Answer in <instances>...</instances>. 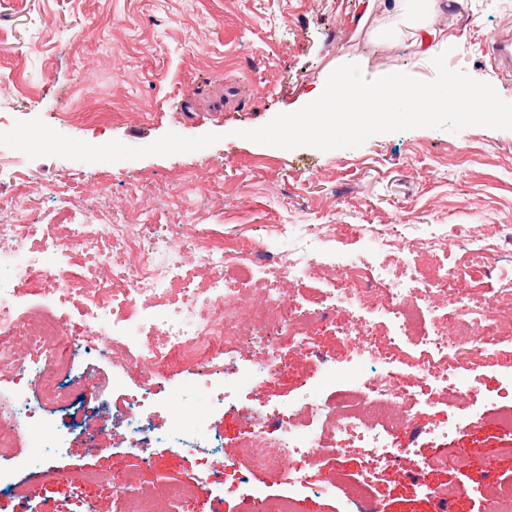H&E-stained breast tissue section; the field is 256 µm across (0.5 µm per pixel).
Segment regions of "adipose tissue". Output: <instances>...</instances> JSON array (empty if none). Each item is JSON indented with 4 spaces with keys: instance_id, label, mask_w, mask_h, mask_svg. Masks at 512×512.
<instances>
[{
    "instance_id": "obj_1",
    "label": "adipose tissue",
    "mask_w": 512,
    "mask_h": 512,
    "mask_svg": "<svg viewBox=\"0 0 512 512\" xmlns=\"http://www.w3.org/2000/svg\"><path fill=\"white\" fill-rule=\"evenodd\" d=\"M460 0H392L389 17L393 26L405 28L415 49L417 61L442 64L450 48V40L436 22L447 14L449 5Z\"/></svg>"
}]
</instances>
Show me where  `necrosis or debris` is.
Wrapping results in <instances>:
<instances>
[{
	"instance_id": "obj_1",
	"label": "necrosis or debris",
	"mask_w": 512,
	"mask_h": 512,
	"mask_svg": "<svg viewBox=\"0 0 512 512\" xmlns=\"http://www.w3.org/2000/svg\"><path fill=\"white\" fill-rule=\"evenodd\" d=\"M33 194L55 196L65 232L55 239L41 237L39 225L27 221L28 197L0 204V377L10 378L9 386L0 389L5 398L0 404V454L18 438H28L38 450L33 460L46 474L54 472L48 451L62 446L64 433L45 423L43 403L66 402L58 376L71 366L68 352L97 350L102 336L121 350L122 369L113 373L112 386L124 397L112 422L126 428L130 442L141 448L152 441L144 424L147 408L163 402L151 382L171 366H192L197 383L218 393L238 383L240 367L225 352L230 338L247 334L249 343L262 351L260 363L248 369L249 377L262 383L288 371L276 336L304 346L317 321L336 309L386 320L395 333L384 342V370L359 380L327 408L335 437L347 435L369 447L367 464L372 468L403 454L388 444L401 407L452 400L460 391L449 384V374L497 362L502 354L501 323L512 313V276L506 277L495 302L478 313L470 305L469 291L449 296L445 290L449 280L462 275L479 284L499 255L512 251L511 224L480 244L462 230L449 239L421 241L420 249L427 252L455 245L469 253L470 262L442 266L426 276L414 272L405 283L390 267L353 257L348 261L353 273L349 285L328 282L317 299L260 288L262 300L244 332L228 313L243 291L258 288V274L269 260L260 242L246 244L238 257L229 259L223 244L201 236L193 224L181 225L175 236L166 237L144 234L138 224L103 222L97 214L108 197L104 191L78 209L56 181L37 184ZM275 233L291 243L278 257L284 277L315 275L317 234L311 225L279 224ZM204 270L209 276L203 280L199 274ZM74 299L81 302L77 323L61 312ZM154 335L161 337V344H146V337ZM410 336L421 349L414 361L404 357ZM133 368L140 372L141 385L130 393L127 372ZM409 369L431 381L429 393L409 392ZM34 386L39 396H31ZM242 414L253 422L245 443L255 470L278 473L284 461L320 455L314 441L303 439L294 418L279 420L273 437L259 422L260 408L246 406ZM210 420V411L177 409L172 447H209Z\"/></svg>"
}]
</instances>
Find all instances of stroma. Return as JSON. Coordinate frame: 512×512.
I'll return each mask as SVG.
<instances>
[{
    "instance_id": "1",
    "label": "stroma",
    "mask_w": 512,
    "mask_h": 512,
    "mask_svg": "<svg viewBox=\"0 0 512 512\" xmlns=\"http://www.w3.org/2000/svg\"><path fill=\"white\" fill-rule=\"evenodd\" d=\"M386 14V0H375L366 18L358 0H0V78H19L24 87L7 119L20 132L43 129L52 137L33 155L0 143V173L29 184L56 179L77 205L108 185L110 220L162 231L191 215L202 231L219 233L228 250L261 240L270 251H286L287 242L272 232L276 224L354 225L357 235L320 242L329 256L322 277L340 282V257L374 254L376 233L387 226L412 250L456 224L474 238L491 237L512 220V130L418 128L327 152L238 135L300 109L302 95L345 63L359 64L370 79L404 72L433 80L436 68L416 62L409 35L385 34ZM510 21L512 0H463L442 25L455 45L448 67L490 83L512 103V80L495 73L484 51L486 36ZM72 40L76 48L61 52L60 44ZM114 47L129 52L125 71L113 69ZM68 107L91 118L112 116L110 146L94 161L84 158L94 132L64 121ZM176 171L208 175L209 183L181 194L170 181ZM134 180L144 189L133 204ZM277 346L288 375L242 381L212 415L221 439L215 458L234 462L224 485L210 482L197 455L168 448L171 416L157 408L150 421L158 440L148 448L130 447L123 430L102 417L86 418L51 453L56 483L38 468H16V458L28 453L18 445L0 457V468L13 473L0 485V512H83V498L96 512H119L118 482L159 494L168 483L194 489L191 499L167 500V512H278L286 498L294 512H353L352 490L362 483L380 512H436L427 484L458 490L454 512H493L496 495L512 491V433L498 420L500 408L512 406V388L505 367L492 364L456 376L463 396L455 403L421 407L428 436L377 473L367 471L368 450L356 440L345 439L342 453L329 452L334 438L324 417L311 436L325 453L294 463L306 485L285 476L268 480L243 446L248 425L240 406L285 417L301 405L330 404L380 368L357 358L332 320L317 323L308 339L327 370L306 363L288 339ZM76 371L79 398L111 414L121 401L111 364L88 358ZM158 384L183 404L206 406L212 398L183 366ZM442 453L446 461L424 467Z\"/></svg>"
}]
</instances>
